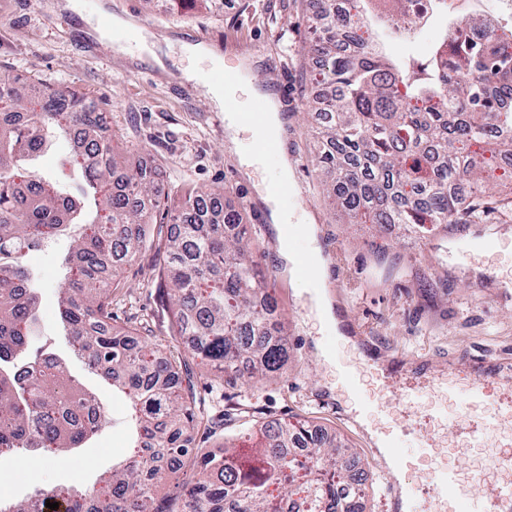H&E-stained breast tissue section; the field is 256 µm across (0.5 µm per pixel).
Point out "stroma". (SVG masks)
<instances>
[{
    "label": "stroma",
    "mask_w": 512,
    "mask_h": 512,
    "mask_svg": "<svg viewBox=\"0 0 512 512\" xmlns=\"http://www.w3.org/2000/svg\"><path fill=\"white\" fill-rule=\"evenodd\" d=\"M61 0H0V67L44 79L61 89L86 94L108 118L114 150L153 165L165 186L146 227V243L110 296L112 323L133 339H147L160 356L180 358L184 342L175 334L174 306L168 296L165 247L170 224L186 196L220 188L247 224L254 256L278 303L288 332L290 358L283 376L252 388L227 385L222 373L188 360L180 376L205 412L223 417V427H199L201 447L222 451L226 439L243 434L255 421H305L340 439L367 475L366 512H385L384 477L365 433L348 425L336 408V365L350 350L322 326L307 303L306 281L287 272L278 259L280 242L268 219L261 192L282 163L291 179L281 194L289 223L313 224L316 239L296 235L295 256H307L319 243L327 261L323 285L355 335L383 355L427 364L438 373L455 366L468 372L473 358L512 363V212L477 219L461 216L440 224L425 238L388 226L344 223L323 199L325 178L314 160L315 102L322 87L305 47L313 36L317 0H196L170 14L146 8L143 0H111L113 16L138 27L156 41L164 64L140 57L138 41H128V56H116L111 40L99 39L96 18L87 11L61 9ZM448 21L433 16L408 40L390 38L393 57L425 58L443 37ZM206 41L208 59L188 58L183 43ZM254 56L255 84L276 67L288 91V106L278 132L280 154L245 168L224 139V114L203 94L201 77L216 66H235L239 56ZM474 227L506 230L504 245L460 265L448 255V239ZM66 245L50 243L30 252L26 264L39 285L45 337L61 354L79 386L101 390L105 422L83 448L33 460L30 482L16 479L19 455L0 457V498L14 504L61 485L92 491L115 458L129 455L123 399L101 388L99 376L71 351L57 330L61 265ZM324 347L317 355L316 347Z\"/></svg>",
    "instance_id": "1"
}]
</instances>
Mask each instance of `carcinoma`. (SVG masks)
I'll list each match as a JSON object with an SVG mask.
<instances>
[{
  "instance_id": "carcinoma-1",
  "label": "carcinoma",
  "mask_w": 512,
  "mask_h": 512,
  "mask_svg": "<svg viewBox=\"0 0 512 512\" xmlns=\"http://www.w3.org/2000/svg\"><path fill=\"white\" fill-rule=\"evenodd\" d=\"M320 34L309 53L320 63L322 101L318 163L334 202L351 219L402 224L419 235L496 210L489 184L512 185V33L481 14H454L426 60L396 63L371 37L367 12L379 0H321ZM75 139L62 166L75 192L39 176L34 160L53 139ZM164 193L156 170L130 165L112 147L107 116L85 94L60 90L0 69V454L82 448L104 421L97 396L76 387L65 360L48 344L30 350L39 324L35 276L24 249L67 238L57 321L87 367L123 394L138 454L112 463L103 486L50 491L66 512H174L155 497L153 480L192 462L180 512H360L336 439L303 425L260 427L263 443H224L216 454L195 446L199 419L179 386L176 361L134 346L112 329L109 294L123 265L145 239V201ZM223 191L189 197L170 233L167 278L176 325L194 359L251 386L288 361V339L263 285L249 236L237 214L208 213ZM28 374L26 383L16 372Z\"/></svg>"
}]
</instances>
